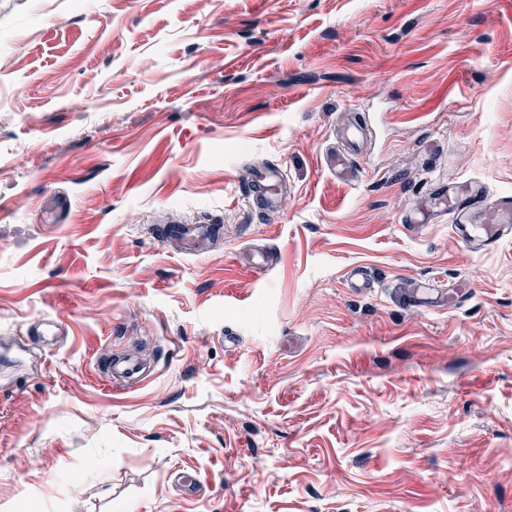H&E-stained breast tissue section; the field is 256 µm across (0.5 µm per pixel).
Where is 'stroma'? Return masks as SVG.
Here are the masks:
<instances>
[{
  "label": "stroma",
  "mask_w": 512,
  "mask_h": 512,
  "mask_svg": "<svg viewBox=\"0 0 512 512\" xmlns=\"http://www.w3.org/2000/svg\"><path fill=\"white\" fill-rule=\"evenodd\" d=\"M471 183L512 195V0H0V512H512V238L434 201ZM251 176L250 203L260 211H274L276 207L274 196L282 187V171L278 167L267 166L254 170ZM214 224H176L163 229L159 234L161 242L174 241L186 251H192L199 245L221 233ZM145 373L146 366L133 353L114 356L107 366V375L113 387L123 390L128 389L129 384L142 385L147 379L144 377Z\"/></svg>",
  "instance_id": "1"
}]
</instances>
